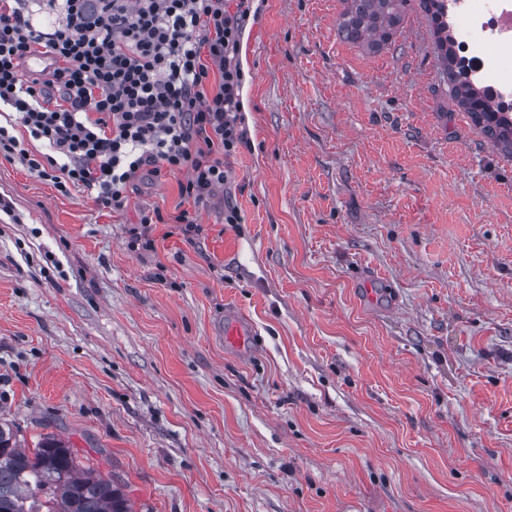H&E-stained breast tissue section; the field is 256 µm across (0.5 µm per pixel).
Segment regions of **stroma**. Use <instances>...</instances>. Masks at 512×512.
I'll return each instance as SVG.
<instances>
[{
	"instance_id": "1",
	"label": "stroma",
	"mask_w": 512,
	"mask_h": 512,
	"mask_svg": "<svg viewBox=\"0 0 512 512\" xmlns=\"http://www.w3.org/2000/svg\"><path fill=\"white\" fill-rule=\"evenodd\" d=\"M346 0H254L250 145L201 233L0 156V420L134 512H512V155L454 100L409 0L377 49ZM251 354L219 333L225 307ZM226 317V322H224V339L226 342L238 348L239 351L251 352V340L256 335L253 326L234 309L226 308Z\"/></svg>"
}]
</instances>
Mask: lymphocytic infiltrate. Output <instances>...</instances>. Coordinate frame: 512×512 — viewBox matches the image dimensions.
<instances>
[{
    "label": "lymphocytic infiltrate",
    "instance_id": "lymphocytic-infiltrate-1",
    "mask_svg": "<svg viewBox=\"0 0 512 512\" xmlns=\"http://www.w3.org/2000/svg\"><path fill=\"white\" fill-rule=\"evenodd\" d=\"M252 2L0 0V106L28 133L0 125V156L115 211L140 178L184 174L192 209H147L141 222L199 232V209L231 182L226 159L248 144L238 53ZM37 46L57 61L42 80L22 67Z\"/></svg>",
    "mask_w": 512,
    "mask_h": 512
}]
</instances>
